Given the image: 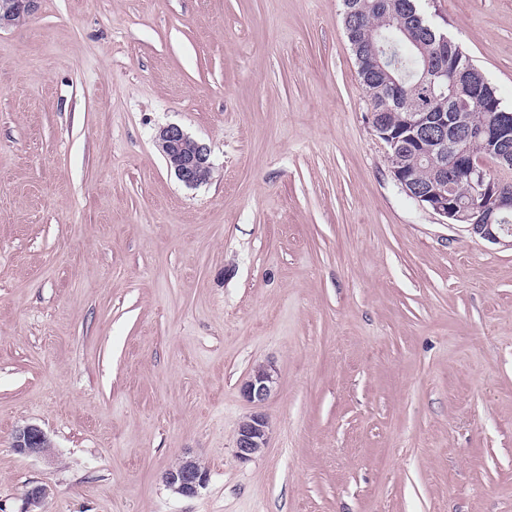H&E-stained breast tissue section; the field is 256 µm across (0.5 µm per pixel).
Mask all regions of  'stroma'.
Returning a JSON list of instances; mask_svg holds the SVG:
<instances>
[{"label":"stroma","instance_id":"35a3bbf8","mask_svg":"<svg viewBox=\"0 0 512 512\" xmlns=\"http://www.w3.org/2000/svg\"><path fill=\"white\" fill-rule=\"evenodd\" d=\"M421 5L512 108V0ZM35 484L46 512H512V248L393 182L342 0H40L0 31V512ZM157 145L170 171L188 187L207 183L212 175L210 147L191 138L181 126L169 124L157 135ZM276 384L275 370L269 365H258L241 384L242 396L257 410L240 422L235 436L237 457L252 460L268 446L269 419L260 410L270 397ZM13 448L24 455L51 457L53 444L47 434L37 425L28 424L18 428L13 437ZM166 486L184 497H194L208 479V471L202 462L193 456L184 455L175 466L164 474Z\"/></svg>","mask_w":512,"mask_h":512}]
</instances>
